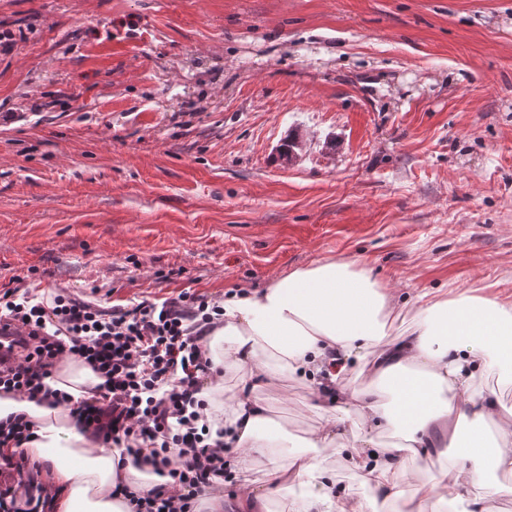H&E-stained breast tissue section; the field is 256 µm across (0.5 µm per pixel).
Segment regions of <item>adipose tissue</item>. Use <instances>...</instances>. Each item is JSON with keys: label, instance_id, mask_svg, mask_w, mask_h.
<instances>
[{"label": "adipose tissue", "instance_id": "1", "mask_svg": "<svg viewBox=\"0 0 512 512\" xmlns=\"http://www.w3.org/2000/svg\"><path fill=\"white\" fill-rule=\"evenodd\" d=\"M420 299L416 328L401 344H391L386 336L392 294L364 270L324 261L292 271L262 292L228 296L224 323L205 345L214 364L238 368L244 380L273 378L280 362L323 393L342 398V406L315 433L313 447L333 446L338 425L353 414L380 430L397 427L403 445L348 457L350 466L362 471L366 483L388 500L399 496L402 452L416 460L430 455L427 425L432 419L455 412L498 418L501 443L488 449L480 435H472L458 448L468 465L453 483L456 495L468 500L474 512H492L500 489L487 480L486 462L494 460L497 468L512 473V409L496 393L477 394L473 386L480 369L498 370L504 382H512V306L488 296L450 299L426 292ZM262 351L275 357V364L259 359ZM335 356L366 363L374 388L352 391L342 386L341 372L328 368ZM445 390L453 392V402L442 399ZM384 391L390 403H381ZM205 396L224 402V423L238 448V470L250 471L259 460L265 463L266 485L239 499L240 512H252L256 503L294 480L309 487L302 512H362L358 501H346L337 493L322 459L278 453L280 437L263 434L269 422L266 409L249 394H225L219 380ZM16 414L37 424L24 453L40 462L43 482L55 493L56 512H124L112 497L115 478L140 495L162 481L140 467L119 466L111 449L81 433L63 408L0 396V420Z\"/></svg>", "mask_w": 512, "mask_h": 512}]
</instances>
